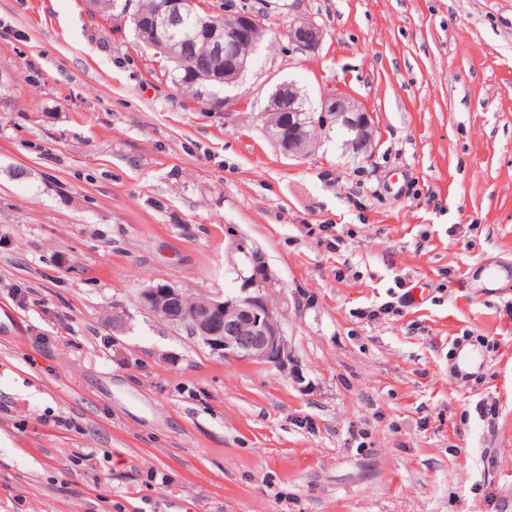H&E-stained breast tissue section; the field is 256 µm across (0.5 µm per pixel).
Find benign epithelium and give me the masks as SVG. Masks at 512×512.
I'll list each match as a JSON object with an SVG mask.
<instances>
[{
	"instance_id": "1",
	"label": "benign epithelium",
	"mask_w": 512,
	"mask_h": 512,
	"mask_svg": "<svg viewBox=\"0 0 512 512\" xmlns=\"http://www.w3.org/2000/svg\"><path fill=\"white\" fill-rule=\"evenodd\" d=\"M200 12L198 23L230 58L224 68V83L232 86L249 68V60L240 47L253 40L257 29L263 26V17L238 15L237 6L224 3V14L231 21L219 26L211 18L214 11L201 0H193ZM289 42L302 53L318 49L324 31L317 23L296 19L289 23ZM288 111L298 114L294 134L283 139L280 127L263 122L264 132L271 143L284 156L305 157L315 152L321 138L310 137L307 130L316 128L328 133L345 132L343 146L346 152L367 160L374 145V118L355 99L345 94H332L315 112L306 107L299 90L292 83L279 85L270 97L269 112ZM237 252L244 257L246 271L238 272L240 285L231 293L218 292L206 297L194 307L184 304L185 290L172 284L159 283L142 289L138 304L155 317L175 326L185 328L192 339L208 347L212 353L224 358L283 366L288 362V339L282 325V313L273 302L274 289L279 287L264 254L241 238H234Z\"/></svg>"
}]
</instances>
